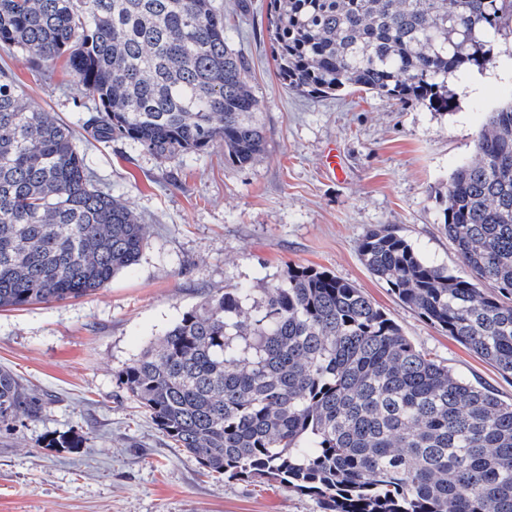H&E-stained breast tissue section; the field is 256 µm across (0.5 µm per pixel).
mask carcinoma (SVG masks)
Returning <instances> with one entry per match:
<instances>
[{
  "instance_id": "1",
  "label": "carcinoma",
  "mask_w": 512,
  "mask_h": 512,
  "mask_svg": "<svg viewBox=\"0 0 512 512\" xmlns=\"http://www.w3.org/2000/svg\"><path fill=\"white\" fill-rule=\"evenodd\" d=\"M277 73L313 98L365 92L452 112L448 76L492 60L512 0H269ZM213 0H0V47L65 59L95 110L82 129L172 159L266 148L246 59ZM443 226L465 273L391 225L368 271L435 328L512 376V103L451 175ZM144 225L102 190L75 132L0 70V309L90 295L135 265ZM207 473L266 478L323 512H512V401L428 358L361 289L290 266L258 302L240 284L185 312L119 374ZM43 399L0 368V429Z\"/></svg>"
}]
</instances>
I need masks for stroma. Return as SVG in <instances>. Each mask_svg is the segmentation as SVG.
I'll return each mask as SVG.
<instances>
[{
  "label": "stroma",
  "instance_id": "obj_1",
  "mask_svg": "<svg viewBox=\"0 0 512 512\" xmlns=\"http://www.w3.org/2000/svg\"><path fill=\"white\" fill-rule=\"evenodd\" d=\"M214 3L232 13L226 35L251 61L266 149L239 167L218 145L165 160L130 141L80 140L101 187L146 225L145 245L92 295L0 309V367L45 400L38 419L0 431V512H321L315 497L276 482L202 475L117 380L183 312L239 282L265 287L294 265L353 283L419 351L512 399L511 376L401 304L358 252L369 229L393 224L425 261L460 271L440 195L474 156L490 112L512 102V31L497 36L478 75L449 79L457 108L446 114L362 92L292 93L267 36L269 0ZM0 67L27 105L72 128L94 107L63 64L38 68L0 51ZM330 143L338 176L322 167ZM60 436L73 447H48Z\"/></svg>",
  "mask_w": 512,
  "mask_h": 512
}]
</instances>
